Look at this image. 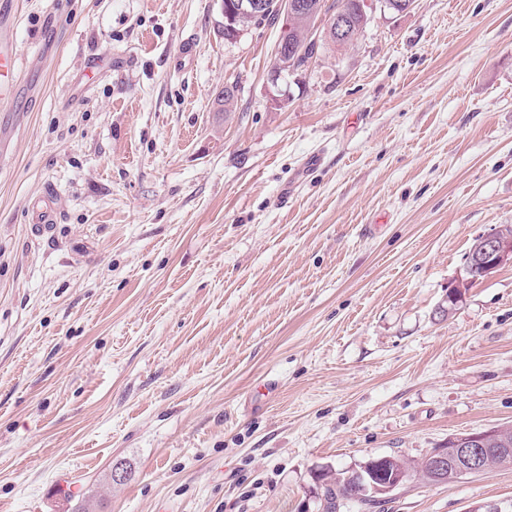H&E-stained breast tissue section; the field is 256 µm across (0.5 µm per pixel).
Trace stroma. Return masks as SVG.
I'll return each mask as SVG.
<instances>
[{
    "instance_id": "35a3bbf8",
    "label": "stroma",
    "mask_w": 512,
    "mask_h": 512,
    "mask_svg": "<svg viewBox=\"0 0 512 512\" xmlns=\"http://www.w3.org/2000/svg\"><path fill=\"white\" fill-rule=\"evenodd\" d=\"M369 15L275 85L279 26L225 41L220 0H19L0 512H316L319 467L512 425V264L437 312L512 224V0ZM486 503L512 506V468L375 512ZM35 209V220L31 226L33 235L51 240L54 238L57 224L60 220V213L56 207V193L48 187L38 201Z\"/></svg>"
}]
</instances>
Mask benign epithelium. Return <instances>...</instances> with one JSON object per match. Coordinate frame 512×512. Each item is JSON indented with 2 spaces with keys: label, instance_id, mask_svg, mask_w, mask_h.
I'll return each mask as SVG.
<instances>
[{
  "label": "benign epithelium",
  "instance_id": "benign-epithelium-1",
  "mask_svg": "<svg viewBox=\"0 0 512 512\" xmlns=\"http://www.w3.org/2000/svg\"><path fill=\"white\" fill-rule=\"evenodd\" d=\"M318 6L304 3L302 0H242L238 8L222 10L224 28L230 33L227 41L237 40L242 31L238 30L241 19L249 16H263L273 11L285 15L299 12L314 13ZM512 264V236L497 229L479 238V246L471 254L467 270L480 269L488 276L505 264ZM509 426H497L487 430L451 437L448 448H436L423 459L422 468L432 484L448 482V463L465 465L464 473L477 474L494 468L509 467L508 459L512 448H492L490 444L500 439ZM368 471L369 481L365 486L367 499L379 504L386 496L401 486L404 468L389 457L371 460L364 465Z\"/></svg>",
  "mask_w": 512,
  "mask_h": 512
}]
</instances>
